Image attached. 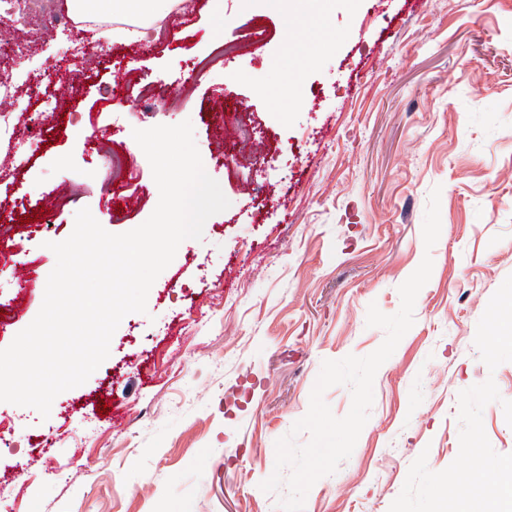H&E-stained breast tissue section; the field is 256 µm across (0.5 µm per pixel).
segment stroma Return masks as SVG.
Segmentation results:
<instances>
[{
    "label": "stroma",
    "mask_w": 512,
    "mask_h": 512,
    "mask_svg": "<svg viewBox=\"0 0 512 512\" xmlns=\"http://www.w3.org/2000/svg\"><path fill=\"white\" fill-rule=\"evenodd\" d=\"M169 28L145 44L104 41L77 65L62 45L81 30L0 13V72L19 84L44 74L46 93L66 76L76 89L40 139L0 141V159L20 161L0 184V212L16 224L0 237V348L38 314L49 245L80 209L120 234L156 208L133 130L191 121L230 202L202 240L180 244L146 312L123 318L109 357L49 418L0 402V512H276L260 488L276 440L306 415L323 361L381 345L369 305L395 314L399 285L428 254L415 323L376 373L356 446L304 510L389 512L419 455L433 471L456 458L461 390L491 378L512 400V361L489 370L474 345L512 274V0H333L317 21L301 0L276 11L190 0ZM294 39L309 61L289 105L273 91ZM222 44L233 87L223 73L192 78L191 61ZM102 126L106 140L87 143ZM113 152L124 177L101 172ZM436 187L441 232L428 249ZM501 402L482 420L507 454Z\"/></svg>",
    "instance_id": "obj_1"
}]
</instances>
